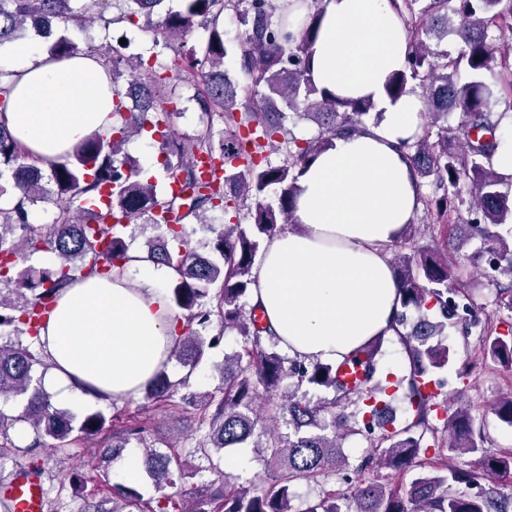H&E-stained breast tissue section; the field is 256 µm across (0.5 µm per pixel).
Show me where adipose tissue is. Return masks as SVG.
<instances>
[{"label": "adipose tissue", "instance_id": "1", "mask_svg": "<svg viewBox=\"0 0 512 512\" xmlns=\"http://www.w3.org/2000/svg\"><path fill=\"white\" fill-rule=\"evenodd\" d=\"M407 35L389 0H324L311 70L339 96H369L379 117L340 138L300 175L292 226L269 239L253 267L251 305L264 311L288 355L333 361L371 337L392 335L400 308L389 244L420 208L399 151L422 131L419 92L390 99ZM4 122L41 168L62 161L108 122L112 92L97 55L48 59L33 44L0 48ZM123 272L74 283L56 301L41 340L52 362L42 385L60 403L136 398L174 347L171 269L130 250Z\"/></svg>", "mask_w": 512, "mask_h": 512}]
</instances>
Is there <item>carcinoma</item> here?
Segmentation results:
<instances>
[{
    "label": "carcinoma",
    "instance_id": "obj_1",
    "mask_svg": "<svg viewBox=\"0 0 512 512\" xmlns=\"http://www.w3.org/2000/svg\"><path fill=\"white\" fill-rule=\"evenodd\" d=\"M321 2L313 0L315 10L293 33L274 20L275 0H182L180 9L165 14L157 11L163 0H0V45L24 39L31 27L51 40V59L79 51L77 42L56 31L103 20L110 9L119 11L112 22L137 24L169 46L204 31L199 47L178 55L172 70L199 78L200 110L224 121L218 145L209 127L188 140L171 130L154 139L162 178L145 176L122 148L151 122L171 123L172 101L159 94L170 77L140 56L90 47L87 52L102 58L112 83L108 130L82 140L45 171L0 124V179L10 174L16 189L13 206L0 208V402L22 406L13 416L0 411V441L11 445L10 432L19 426L28 429L25 453L30 461L19 470L40 477L37 449H60L74 435L89 438L105 428L107 415L101 410L79 419L50 404L42 376L36 374L37 368L45 372L50 366L41 333L60 290L107 274L127 260L137 224L160 231V242L147 239L144 251L175 272L167 286L176 311L171 358L188 368L173 380L162 367L143 387V398L197 417L188 456L208 462L209 468H217L213 455L249 444L260 449L264 466L261 480L226 474L201 484L189 501L181 485L203 466L172 469L171 457L151 449L144 429L130 424L112 432L99 463L117 460L124 448L138 442L145 448L143 467L158 496L144 501L132 489L115 485L111 507L99 504L80 512H512V492H504L512 484V454L487 452L483 424L463 397L450 403L425 391L453 356L451 345L440 340L450 327L464 336L470 328L482 327V358L512 369V176L500 174L493 164L506 113L495 112L500 99L487 81L489 75L499 76L512 98V57L497 53L494 36L512 32V0H391L404 21L408 53L405 68L387 77L385 92L397 99L419 89L426 102L422 135L403 146L412 175L420 182L429 178L433 185L430 194L421 196L423 209L433 223L461 224L479 240L483 268L498 285L495 304L507 312L505 334L482 322L484 307L460 290L457 267L448 261V243H419L415 224H409L391 247L401 307L395 333L404 346L407 369L393 382L380 377L384 337H374L335 362L290 356L249 305L255 256L291 223L302 170L335 139L366 129L375 110L369 97H339L314 82L310 59L322 22ZM227 9L244 27L239 43L242 85L224 70L228 47L219 19ZM450 33L459 38L456 52L430 46L429 41L440 43ZM124 69L133 77L126 90L118 82ZM242 92L247 94L243 102ZM130 97L133 109L127 104ZM453 113L459 114L454 129L448 126ZM303 121L314 123L317 134L297 136L294 128ZM203 153L227 159L217 186L200 176L196 156ZM272 153L283 154V162L273 164ZM174 181L180 190L171 194L165 185ZM104 189L107 203L97 212L88 209ZM272 190L278 192L275 206L266 202ZM248 198L255 201L250 223L220 230L207 223V213L236 209ZM44 203L54 205V220L32 223L31 212ZM169 214L178 216L177 222H166ZM186 219L214 234L211 256L200 253ZM39 252L55 254L58 264L38 271L19 269L21 261ZM500 276L508 284H498ZM409 312L417 320L404 333L400 327ZM215 326L218 333H210ZM232 332L240 337L241 350L224 355V388L187 391L206 351ZM348 362L365 370L363 382L354 387L338 375L339 366ZM390 387L402 392L412 417L405 426L376 436L371 422L380 410L373 401ZM320 390L332 391L333 397L313 399L312 393ZM493 412L512 427V395L496 402ZM351 432L366 437L375 448L373 455L354 463L345 457L342 441ZM427 433L440 437L434 440L432 457L423 458ZM467 454L478 458L459 465L457 458ZM384 468L419 474L407 486L392 487L380 475ZM333 478L346 488L295 508L296 481ZM455 484L479 491L458 492Z\"/></svg>",
    "mask_w": 512,
    "mask_h": 512
}]
</instances>
